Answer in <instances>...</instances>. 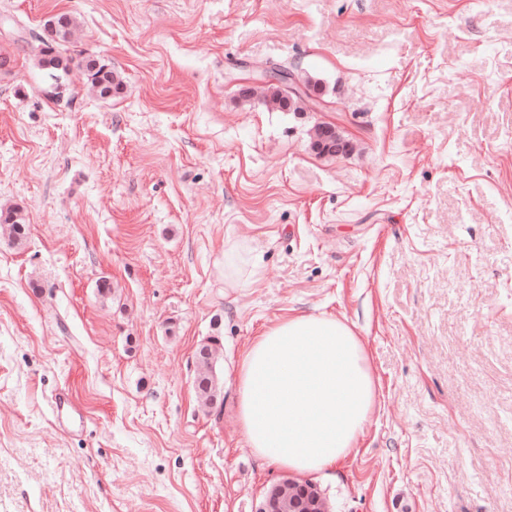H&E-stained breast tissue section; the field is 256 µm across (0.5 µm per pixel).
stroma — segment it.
Listing matches in <instances>:
<instances>
[{"label": "stroma", "instance_id": "stroma-1", "mask_svg": "<svg viewBox=\"0 0 512 512\" xmlns=\"http://www.w3.org/2000/svg\"><path fill=\"white\" fill-rule=\"evenodd\" d=\"M59 12L111 100L45 94ZM0 54L28 225H0V512H255L291 472L245 444L235 368L288 314L346 322L377 379L306 475L331 512H512V0H0ZM272 64L317 106L269 104ZM83 66L89 73L88 92L102 100L112 99L113 95L122 88V80L107 64L97 58L87 56L82 59ZM311 147L318 154L328 155V153H332L334 156H341L348 155L352 151L353 144L334 127L320 125L314 131ZM196 392L199 400L213 402L217 396V385L214 378V366L206 360H197Z\"/></svg>", "mask_w": 512, "mask_h": 512}]
</instances>
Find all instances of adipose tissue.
Returning <instances> with one entry per match:
<instances>
[{
  "label": "adipose tissue",
  "instance_id": "obj_1",
  "mask_svg": "<svg viewBox=\"0 0 512 512\" xmlns=\"http://www.w3.org/2000/svg\"><path fill=\"white\" fill-rule=\"evenodd\" d=\"M235 392L246 445L297 472L346 458L376 401L361 340L322 314L282 318L257 336L240 361Z\"/></svg>",
  "mask_w": 512,
  "mask_h": 512
}]
</instances>
